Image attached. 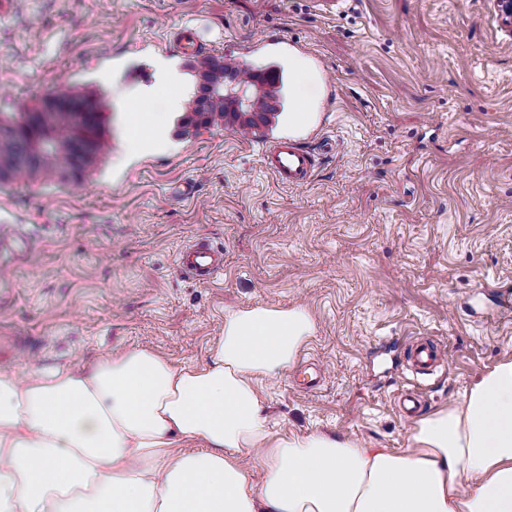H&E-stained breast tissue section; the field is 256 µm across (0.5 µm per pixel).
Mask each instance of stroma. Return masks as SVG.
Instances as JSON below:
<instances>
[{"label":"stroma","mask_w":512,"mask_h":512,"mask_svg":"<svg viewBox=\"0 0 512 512\" xmlns=\"http://www.w3.org/2000/svg\"><path fill=\"white\" fill-rule=\"evenodd\" d=\"M317 2L15 0L0 20V113L65 83L102 99L109 149L82 180L0 187V235L30 242L0 252V371H78L138 347L200 366L225 309L300 306L316 331L296 364L324 380H264L275 430L401 453L412 423L399 398L448 407L512 356V313L497 307L512 293V35L496 0ZM184 26L207 49L273 31L304 67L320 58L333 83L298 78L286 95L319 108L336 144L309 187L277 184L258 143L196 127L193 72L138 50ZM141 63L175 75L180 108L127 83ZM141 101L155 147L133 154ZM198 237L224 248L217 282L176 269ZM413 337L439 344L433 374L411 369Z\"/></svg>","instance_id":"1"}]
</instances>
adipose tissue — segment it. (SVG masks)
I'll return each instance as SVG.
<instances>
[{"mask_svg":"<svg viewBox=\"0 0 512 512\" xmlns=\"http://www.w3.org/2000/svg\"><path fill=\"white\" fill-rule=\"evenodd\" d=\"M314 332L299 307L229 309L199 367L137 348L79 372L1 373L0 512H512V358L396 453L272 430L258 381Z\"/></svg>","mask_w":512,"mask_h":512,"instance_id":"adipose-tissue-1","label":"adipose tissue"}]
</instances>
